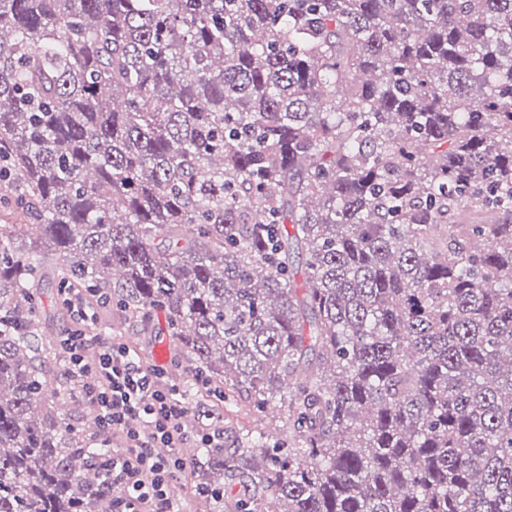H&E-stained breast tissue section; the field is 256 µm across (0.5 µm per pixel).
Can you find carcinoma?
Listing matches in <instances>:
<instances>
[{
	"label": "carcinoma",
	"mask_w": 512,
	"mask_h": 512,
	"mask_svg": "<svg viewBox=\"0 0 512 512\" xmlns=\"http://www.w3.org/2000/svg\"><path fill=\"white\" fill-rule=\"evenodd\" d=\"M1 213L0 512H113L48 263L284 407L210 512H512V0H0Z\"/></svg>",
	"instance_id": "obj_1"
}]
</instances>
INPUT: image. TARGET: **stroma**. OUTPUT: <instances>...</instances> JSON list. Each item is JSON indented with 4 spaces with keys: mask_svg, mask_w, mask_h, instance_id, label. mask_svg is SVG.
<instances>
[{
    "mask_svg": "<svg viewBox=\"0 0 512 512\" xmlns=\"http://www.w3.org/2000/svg\"><path fill=\"white\" fill-rule=\"evenodd\" d=\"M39 326L37 334L41 349H57V339L73 325L68 308L62 303L59 290L51 282H43L37 290ZM87 334L111 338L133 349L149 365L165 368L169 380L183 391L194 416L202 412L214 415L224 426V446L233 448L247 433L263 432L275 440L288 439V427L283 414L257 412L244 398L218 397L208 386L196 383L190 372L192 361L178 340L170 336L163 312H153L149 321L125 317L109 307L90 306Z\"/></svg>",
    "mask_w": 512,
    "mask_h": 512,
    "instance_id": "stroma-1",
    "label": "stroma"
}]
</instances>
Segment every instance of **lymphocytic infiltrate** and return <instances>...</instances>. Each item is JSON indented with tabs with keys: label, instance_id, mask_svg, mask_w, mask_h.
<instances>
[{
	"label": "lymphocytic infiltrate",
	"instance_id": "obj_1",
	"mask_svg": "<svg viewBox=\"0 0 512 512\" xmlns=\"http://www.w3.org/2000/svg\"><path fill=\"white\" fill-rule=\"evenodd\" d=\"M59 348L69 373L84 379L83 396L103 430L122 438L112 450L115 512H182L168 493L188 469L180 449L190 440L223 447V428L213 419L192 426L179 386L119 342L68 330Z\"/></svg>",
	"mask_w": 512,
	"mask_h": 512
}]
</instances>
